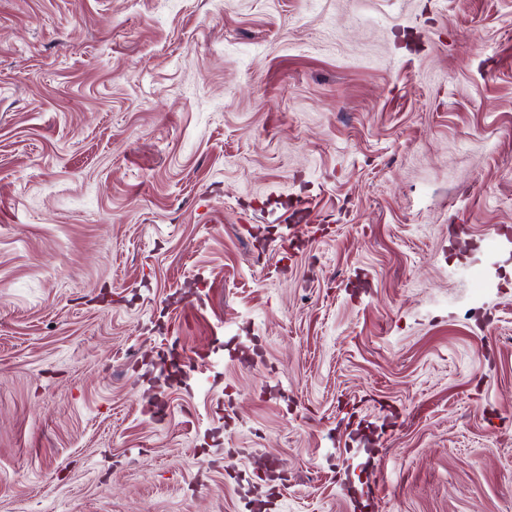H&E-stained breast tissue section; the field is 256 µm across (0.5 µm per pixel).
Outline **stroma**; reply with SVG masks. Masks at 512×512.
<instances>
[{
  "label": "stroma",
  "instance_id": "stroma-1",
  "mask_svg": "<svg viewBox=\"0 0 512 512\" xmlns=\"http://www.w3.org/2000/svg\"><path fill=\"white\" fill-rule=\"evenodd\" d=\"M512 0H0V512H512Z\"/></svg>",
  "mask_w": 512,
  "mask_h": 512
}]
</instances>
